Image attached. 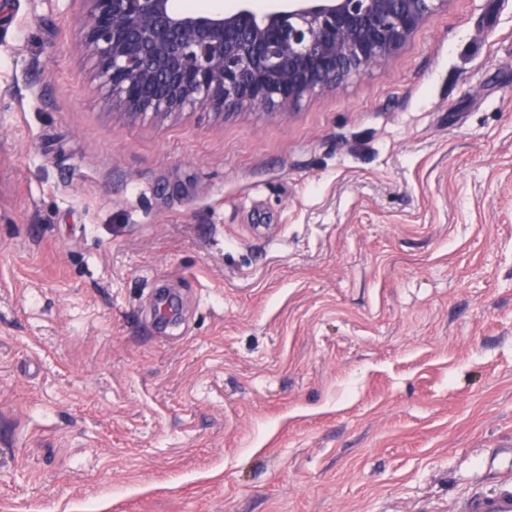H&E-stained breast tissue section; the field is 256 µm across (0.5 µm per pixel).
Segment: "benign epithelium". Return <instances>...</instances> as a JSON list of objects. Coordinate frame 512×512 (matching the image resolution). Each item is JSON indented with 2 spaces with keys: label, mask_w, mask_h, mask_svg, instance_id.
Here are the masks:
<instances>
[{
  "label": "benign epithelium",
  "mask_w": 512,
  "mask_h": 512,
  "mask_svg": "<svg viewBox=\"0 0 512 512\" xmlns=\"http://www.w3.org/2000/svg\"><path fill=\"white\" fill-rule=\"evenodd\" d=\"M75 49L96 61L103 104L163 122L202 109L290 111L383 66L448 0H281L258 12L177 11L171 0H80Z\"/></svg>",
  "instance_id": "benign-epithelium-1"
}]
</instances>
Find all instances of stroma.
I'll use <instances>...</instances> for the list:
<instances>
[{
	"instance_id": "stroma-1",
	"label": "stroma",
	"mask_w": 512,
	"mask_h": 512,
	"mask_svg": "<svg viewBox=\"0 0 512 512\" xmlns=\"http://www.w3.org/2000/svg\"><path fill=\"white\" fill-rule=\"evenodd\" d=\"M0 0V512H455L512 462V0L294 113L113 114Z\"/></svg>"
}]
</instances>
